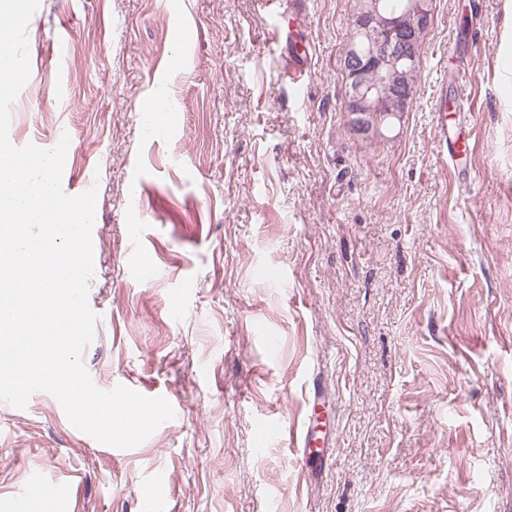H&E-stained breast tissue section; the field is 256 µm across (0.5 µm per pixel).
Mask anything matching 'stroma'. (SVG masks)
Listing matches in <instances>:
<instances>
[{
  "mask_svg": "<svg viewBox=\"0 0 512 512\" xmlns=\"http://www.w3.org/2000/svg\"><path fill=\"white\" fill-rule=\"evenodd\" d=\"M287 6L40 0L9 140L68 133L64 192L97 182L82 363L175 416L105 450L47 392L0 403V512H141L159 478L161 512H512V0H434L413 103L367 138L340 70L355 0H306L299 89ZM460 73L448 123L475 149L453 166L434 107ZM160 85L181 109L150 138ZM314 376L327 446L302 468Z\"/></svg>",
  "mask_w": 512,
  "mask_h": 512,
  "instance_id": "stroma-1",
  "label": "stroma"
}]
</instances>
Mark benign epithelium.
Instances as JSON below:
<instances>
[{"mask_svg":"<svg viewBox=\"0 0 512 512\" xmlns=\"http://www.w3.org/2000/svg\"><path fill=\"white\" fill-rule=\"evenodd\" d=\"M405 13L411 16L406 25L396 12L380 9L379 0H374L371 17L378 23L379 37L367 46L360 43L358 35L369 26L368 18L360 16L355 22V35L343 49L340 66L345 81V111L350 116L353 130L360 136L379 132L389 117L387 113L370 112L371 95L394 96L404 102L409 99L404 86L388 81L382 69L389 62L410 68L420 63L422 39L433 20V3L412 0Z\"/></svg>","mask_w":512,"mask_h":512,"instance_id":"7a95c632","label":"benign epithelium"}]
</instances>
